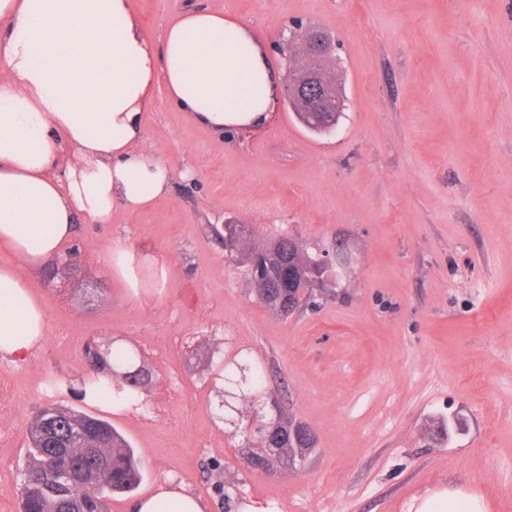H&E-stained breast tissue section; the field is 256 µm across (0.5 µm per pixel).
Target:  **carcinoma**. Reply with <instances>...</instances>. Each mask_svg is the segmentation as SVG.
Segmentation results:
<instances>
[{
    "instance_id": "cac0c4a2",
    "label": "carcinoma",
    "mask_w": 512,
    "mask_h": 512,
    "mask_svg": "<svg viewBox=\"0 0 512 512\" xmlns=\"http://www.w3.org/2000/svg\"><path fill=\"white\" fill-rule=\"evenodd\" d=\"M329 58L322 57L314 62L322 80L328 85L333 97H343L335 76L328 64ZM273 258L274 265L290 264L295 268L296 277L278 282L252 273L256 258ZM249 283L256 296L266 301V308L280 317L288 316V300L298 298L302 283L310 282V275L319 267L299 242L287 235H280L267 243L252 248L244 255ZM112 368L131 374L139 373L120 392L102 384L104 392L112 393V400L121 405H135L139 402V390L148 373L143 367H136L133 354L126 348L112 351ZM275 415L261 420L254 428H245L238 452L249 469L262 467L267 459H276L278 466L295 469L316 448L314 439L295 436L294 429L301 421L284 412L279 403L272 402ZM49 417H59L60 426L82 425L96 431L88 447L77 446L63 450L51 446L54 426L44 427L43 420L36 418L30 425L26 462L20 469L23 478L21 487L20 512H66L57 491L41 486L42 479L51 471L73 467L90 475L95 493L84 496L82 508L92 510L103 504L104 499L134 490L142 480L139 463L131 446L112 424L102 418L85 412L60 407L44 410Z\"/></svg>"
}]
</instances>
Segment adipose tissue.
I'll return each instance as SVG.
<instances>
[{"mask_svg": "<svg viewBox=\"0 0 512 512\" xmlns=\"http://www.w3.org/2000/svg\"><path fill=\"white\" fill-rule=\"evenodd\" d=\"M194 124L224 135L264 122L278 92L266 46L223 13L184 11L159 39L129 0H0V358L43 348L47 313L30 272L61 253L75 221L108 224L165 198L171 174L145 146L157 83ZM166 482L133 512H204Z\"/></svg>", "mask_w": 512, "mask_h": 512, "instance_id": "1", "label": "adipose tissue"}]
</instances>
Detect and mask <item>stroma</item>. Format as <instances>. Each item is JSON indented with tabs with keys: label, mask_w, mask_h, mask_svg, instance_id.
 I'll list each match as a JSON object with an SVG mask.
<instances>
[{
	"label": "stroma",
	"mask_w": 512,
	"mask_h": 512,
	"mask_svg": "<svg viewBox=\"0 0 512 512\" xmlns=\"http://www.w3.org/2000/svg\"><path fill=\"white\" fill-rule=\"evenodd\" d=\"M157 37L182 11L243 20L269 44L289 21L334 37L345 96L335 130H306L277 100L261 126L221 136L189 123L156 88L144 143L172 175L156 207L111 223L77 220L80 261L31 273L45 347L18 364L0 417V512H19L17 469L36 412L58 405L108 420L143 470L129 512L172 479L225 512H421L449 488L512 512V0H131ZM245 246L278 233L345 266L312 282L288 317L258 303L219 234ZM134 250L139 289L102 267ZM120 342L149 372L139 408L77 396L84 347ZM168 349L159 366L154 347ZM309 425L317 447L293 476L246 469L238 423H254L247 371Z\"/></svg>",
	"instance_id": "stroma-1"
}]
</instances>
